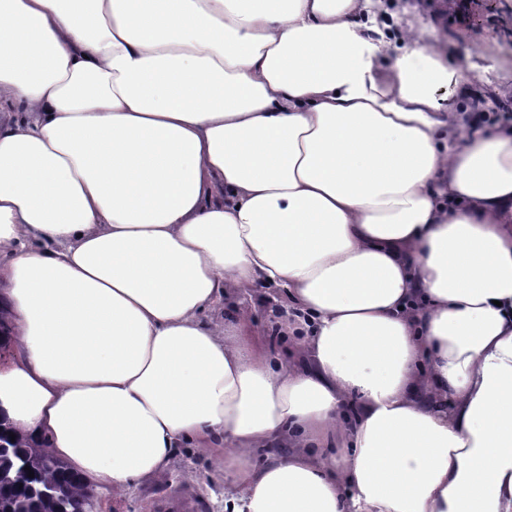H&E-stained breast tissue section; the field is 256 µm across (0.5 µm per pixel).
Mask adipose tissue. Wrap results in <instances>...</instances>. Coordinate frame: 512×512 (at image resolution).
<instances>
[{"instance_id": "1", "label": "adipose tissue", "mask_w": 512, "mask_h": 512, "mask_svg": "<svg viewBox=\"0 0 512 512\" xmlns=\"http://www.w3.org/2000/svg\"><path fill=\"white\" fill-rule=\"evenodd\" d=\"M378 0H0V418L88 491L512 512V124ZM274 320L215 321L233 296Z\"/></svg>"}]
</instances>
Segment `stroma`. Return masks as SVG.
<instances>
[{"instance_id":"obj_1","label":"stroma","mask_w":512,"mask_h":512,"mask_svg":"<svg viewBox=\"0 0 512 512\" xmlns=\"http://www.w3.org/2000/svg\"><path fill=\"white\" fill-rule=\"evenodd\" d=\"M393 27L414 26L423 39L437 37L449 56L468 58L479 76L473 96L459 98L439 90L444 102H457L467 112L479 111L478 97H496L493 117L512 121V0H383ZM220 452L178 449L166 475L141 481L121 491L97 495L100 512H224L227 487Z\"/></svg>"}]
</instances>
